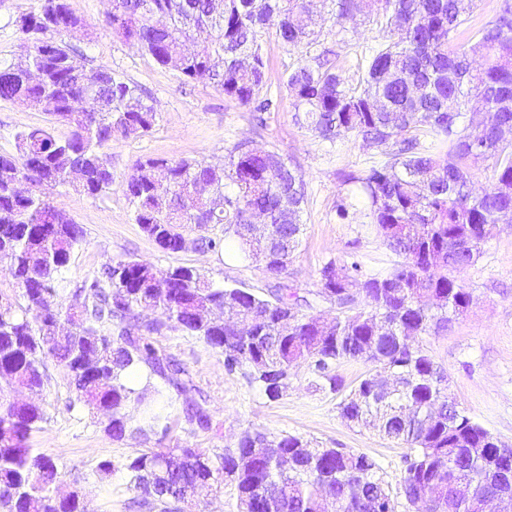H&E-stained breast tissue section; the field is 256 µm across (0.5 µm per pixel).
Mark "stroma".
<instances>
[{
  "label": "stroma",
  "instance_id": "obj_1",
  "mask_svg": "<svg viewBox=\"0 0 512 512\" xmlns=\"http://www.w3.org/2000/svg\"><path fill=\"white\" fill-rule=\"evenodd\" d=\"M71 12L90 24V31L64 34L69 45L84 53L92 65L103 66L139 85L158 114L152 130L138 138L120 139L104 149L113 183L107 192L92 197L78 187H47V200L68 213L86 233L75 251L67 277L78 283L108 258L135 257L160 269L193 266L208 278L269 292L275 281L261 260H241L233 249L220 252L191 248L178 253L162 251L133 220L124 183L135 164L146 158L195 157L223 163L234 144L247 139L254 147L271 149L291 158L306 183L302 242L290 265L287 283L300 294L319 288L318 270L329 259L355 254L371 272H387L396 261L378 237L369 209L353 196L343 177L363 174L385 162L381 149L367 147L348 135L329 146L296 124L292 99L285 82L289 72L313 63L323 49L337 52L343 77L356 81L365 70L367 46L378 43L383 31L372 16L335 22L323 13L313 45L286 51L273 31L261 36L268 58L266 83L278 100L264 126H256L247 108L211 85L182 86L179 74L156 63L126 43L112 37L100 21L109 0H67ZM38 0H0V57L17 59L27 46L14 26L16 18L33 11ZM51 124L48 112L0 100V153L15 151V132ZM347 204L349 216L339 219L337 209ZM462 279L473 304L447 332L424 337L434 362L448 375L449 391L458 405L496 438L512 445V224L498 226L482 247L478 261ZM159 347L179 359L189 370L194 388L189 395L169 393L173 412H181L185 398L203 401L212 417L208 430L174 433L173 440L207 450L235 447L240 435L260 429L278 435L296 434L324 448H351L373 457L389 485H398L404 469L405 449L384 438L376 429L350 425L340 415L339 394L316 389L306 367H298L283 397L271 400L240 374L224 367L221 350L195 337L170 330L155 337ZM50 377L43 392L17 390L21 399L42 401L47 419L32 437L34 447L52 458L65 474L60 494L81 486L86 512H136L132 491L122 475L106 480L95 475L103 459L124 461L146 449V442L113 441L99 415L73 407L75 394L66 370L49 363Z\"/></svg>",
  "mask_w": 512,
  "mask_h": 512
}]
</instances>
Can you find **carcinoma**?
<instances>
[{"label": "carcinoma", "mask_w": 512, "mask_h": 512, "mask_svg": "<svg viewBox=\"0 0 512 512\" xmlns=\"http://www.w3.org/2000/svg\"><path fill=\"white\" fill-rule=\"evenodd\" d=\"M331 2L336 22L376 12L386 38L369 47L356 83L326 55L288 73L294 118L333 143L351 134L385 150L387 161L350 176L367 203L376 232L398 257L385 274L331 259L319 270L320 291L309 298L285 283L259 295L208 279L199 269L166 270L137 258L108 260L72 289L76 314L63 309L67 271L83 243L81 225L45 200L38 187L76 186L97 196L112 185L102 148L116 137L149 132L157 112L137 85L105 67L89 65L59 36L83 20L66 0H39L15 20L30 43L18 60L0 59V99L51 107L65 139L42 127L14 135L16 153L0 154V261L9 262L19 300L0 301V512H84L78 491L56 493L63 474L33 447L47 420L36 400L17 399L15 385L40 391L47 363L68 372L75 399L103 416L115 441L162 443L181 422L203 428L202 403L186 402L183 417L166 408L165 388L185 392L192 379L152 339L181 330L224 352L270 399L288 392L294 368L307 366L316 388L340 393V361L373 365L339 402L341 417L373 426L403 445L404 469L390 489L378 463L348 448H319L293 434L247 430L236 447L148 448L117 466L101 460V479L123 472L145 512H180L179 504L230 483L239 512H321L326 496L343 512H396L426 499L429 512H475L481 500L512 512V448L475 422L448 396V377L411 340L450 330L471 302L460 274L474 265L512 212V0L464 43L454 42L471 19L475 0H111L104 26L161 65H173L181 84L209 82L253 113L276 106L266 89L261 32L275 29L291 51L315 41L318 3ZM489 171L481 193L470 170ZM135 223L164 251L195 244L214 251L218 226L233 230L242 257L258 251L277 279L303 234L305 183L279 153L254 152L243 140L224 165L186 157L148 158L125 184ZM325 299L336 308L326 321L314 313ZM143 307L165 319L144 321ZM265 445L266 455L251 448ZM470 488L471 497L458 494Z\"/></svg>", "instance_id": "1"}]
</instances>
